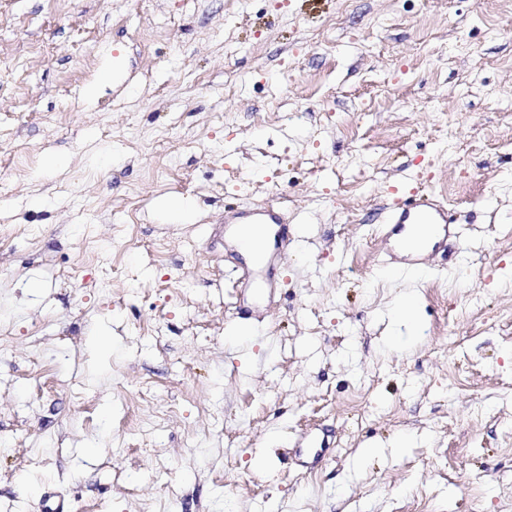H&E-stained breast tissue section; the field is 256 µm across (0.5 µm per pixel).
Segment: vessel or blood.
<instances>
[{
    "instance_id": "obj_1",
    "label": "vessel or blood",
    "mask_w": 512,
    "mask_h": 512,
    "mask_svg": "<svg viewBox=\"0 0 512 512\" xmlns=\"http://www.w3.org/2000/svg\"><path fill=\"white\" fill-rule=\"evenodd\" d=\"M385 222L386 253L390 263L402 270L426 264L439 243L448 238V207L428 192H408L403 200L391 205ZM248 224L272 225L274 242L279 246L277 252L256 260L244 281L245 288L259 290L270 297L276 282L268 270L288 259V252L283 248L287 230L279 212L268 206L259 205L243 212L230 210L224 214L225 235L237 236Z\"/></svg>"
}]
</instances>
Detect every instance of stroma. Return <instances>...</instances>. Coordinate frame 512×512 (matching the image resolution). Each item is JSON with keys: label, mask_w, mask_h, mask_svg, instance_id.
Returning a JSON list of instances; mask_svg holds the SVG:
<instances>
[{"label": "stroma", "mask_w": 512, "mask_h": 512, "mask_svg": "<svg viewBox=\"0 0 512 512\" xmlns=\"http://www.w3.org/2000/svg\"><path fill=\"white\" fill-rule=\"evenodd\" d=\"M0 55V512H512V0H0ZM384 239L389 263L406 270L426 264L444 240H448V205L429 192L410 190L391 205L385 216ZM435 240L429 242L430 237ZM224 224L225 237L226 235L236 237L246 227L245 224H249L250 227L246 234L234 238L237 250L248 262L251 261V258L257 259L260 254L272 248L273 239L269 240L268 230L262 224L274 225V243L278 246V251L272 254L266 253L263 258L256 260L248 268L247 277L243 283V288H248L250 291L259 290L263 296L271 299L275 288H277V283L267 274V271L275 262L280 264L288 260V250L283 248V243L286 242L288 235L286 226L282 225L287 223L273 208L258 205L249 211L230 210L225 212Z\"/></svg>", "instance_id": "obj_1"}]
</instances>
